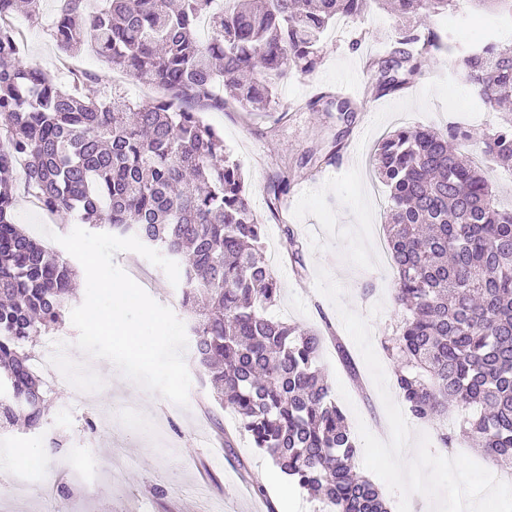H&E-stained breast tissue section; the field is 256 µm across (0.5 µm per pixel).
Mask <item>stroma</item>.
Wrapping results in <instances>:
<instances>
[{"instance_id": "35a3bbf8", "label": "stroma", "mask_w": 512, "mask_h": 512, "mask_svg": "<svg viewBox=\"0 0 512 512\" xmlns=\"http://www.w3.org/2000/svg\"><path fill=\"white\" fill-rule=\"evenodd\" d=\"M56 2L48 0L42 17L17 14L13 24L23 33L30 64L68 82L70 69L91 74L87 93L115 88L137 104L156 91L112 69L94 52L62 62L49 35ZM485 10L459 0L453 20L433 15L428 26L443 31L445 50L436 53L415 86L404 93L376 97L359 90L351 95L352 112L342 116L334 95L344 79L366 73L371 55L396 39L394 16L377 9L335 24L322 44V60L308 76H291L276 88V102L266 112L229 106L207 113L224 134V149L239 163L250 203L263 226L261 249L277 245L274 270L282 288L268 310L272 318L304 328L331 324L346 330L334 305L316 289L318 269L343 287L345 305L367 318L373 345L392 335L401 312L392 298L395 271L378 249L384 238L386 188L373 166L379 140L405 126L452 127L469 133L467 148L478 152L485 132L497 121H471L462 112L474 96L456 74L453 59L493 22ZM288 187L273 196L272 182ZM291 225L303 243L304 272L288 257L283 225ZM116 264L139 273L138 283L156 302L170 308L184 324L192 313L165 272L143 256L122 251ZM61 360L78 382L90 386L94 399L69 405L66 386L48 389V410L41 426L0 427V512H200L196 489H206L214 512H318L319 504L287 479L271 459L238 433V417L216 405L209 379L194 360H185L191 378L187 406L140 390L108 360L78 348ZM319 366L350 429L366 424L372 433L388 430L386 411L366 364L360 382L341 367L332 346H324ZM232 444H225V433ZM28 454L27 482L13 481L11 460ZM83 461L85 472L73 471ZM263 487L256 495L254 487Z\"/></svg>"}]
</instances>
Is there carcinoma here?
<instances>
[{"instance_id":"obj_1","label":"carcinoma","mask_w":512,"mask_h":512,"mask_svg":"<svg viewBox=\"0 0 512 512\" xmlns=\"http://www.w3.org/2000/svg\"><path fill=\"white\" fill-rule=\"evenodd\" d=\"M25 2L39 18L45 0H0V424H40L43 381L26 352L60 327L73 294L71 265L15 220L22 180L40 208L137 237L178 263L184 305L208 308L191 330L196 359L215 400L239 418L280 471L323 512H391L382 491L355 470L359 453L318 365L325 341L350 378L356 362L342 339L274 321L280 294L258 248L241 167L203 113L230 102L248 112L275 101L276 81L311 74L340 17L373 1L399 21L444 14L456 0H57L50 36L72 55L91 48L160 97L137 105L114 90L86 94L91 76L68 85L29 65L11 21ZM440 39L404 26L377 68L378 96L407 89ZM455 71L488 109L512 101V44L460 51ZM469 135L402 127L378 144L374 167L387 189L385 238L404 311L383 349L409 416L429 422L454 403L472 414L437 432L448 448L467 443L512 461V208L495 203L483 168L465 156ZM481 151L512 163V113L502 112ZM301 264L302 244L282 228Z\"/></svg>"}]
</instances>
